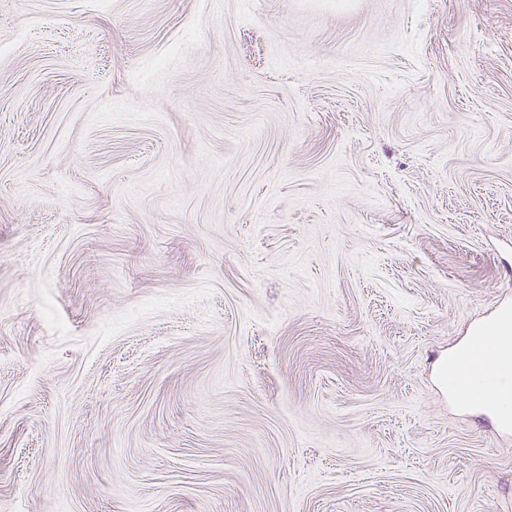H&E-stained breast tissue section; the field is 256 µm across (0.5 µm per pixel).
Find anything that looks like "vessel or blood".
<instances>
[{
	"instance_id": "b4317fda",
	"label": "vessel or blood",
	"mask_w": 512,
	"mask_h": 512,
	"mask_svg": "<svg viewBox=\"0 0 512 512\" xmlns=\"http://www.w3.org/2000/svg\"><path fill=\"white\" fill-rule=\"evenodd\" d=\"M508 372H512V302H502L491 319L476 326L461 362L443 369L442 383L450 396L496 414L501 428L512 430V388L498 383Z\"/></svg>"
}]
</instances>
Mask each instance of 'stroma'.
<instances>
[{
	"instance_id": "stroma-1",
	"label": "stroma",
	"mask_w": 512,
	"mask_h": 512,
	"mask_svg": "<svg viewBox=\"0 0 512 512\" xmlns=\"http://www.w3.org/2000/svg\"><path fill=\"white\" fill-rule=\"evenodd\" d=\"M504 298L512 0H0V512H512ZM462 362L442 370L448 395L497 415L505 430H512V388L496 381L512 372V302H500L496 314L473 331Z\"/></svg>"
}]
</instances>
